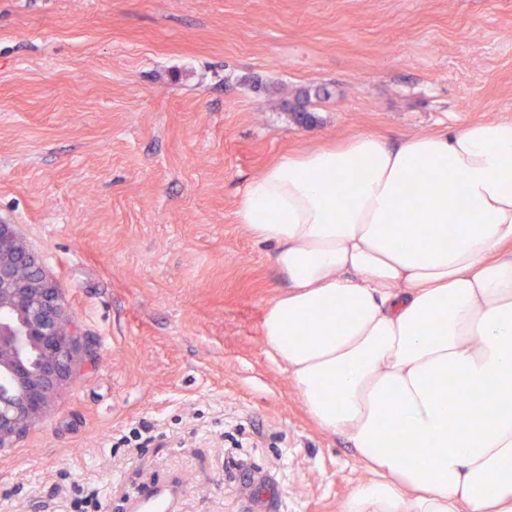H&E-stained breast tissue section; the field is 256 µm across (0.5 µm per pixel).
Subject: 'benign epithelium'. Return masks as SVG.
<instances>
[{
  "instance_id": "7a95c632",
  "label": "benign epithelium",
  "mask_w": 512,
  "mask_h": 512,
  "mask_svg": "<svg viewBox=\"0 0 512 512\" xmlns=\"http://www.w3.org/2000/svg\"><path fill=\"white\" fill-rule=\"evenodd\" d=\"M0 372L11 390L0 392V453L15 447L51 409L53 397L73 376L81 336L57 284L43 271L14 225L0 224Z\"/></svg>"
}]
</instances>
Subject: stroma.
I'll use <instances>...</instances> for the list:
<instances>
[{
    "instance_id": "obj_1",
    "label": "stroma",
    "mask_w": 512,
    "mask_h": 512,
    "mask_svg": "<svg viewBox=\"0 0 512 512\" xmlns=\"http://www.w3.org/2000/svg\"><path fill=\"white\" fill-rule=\"evenodd\" d=\"M512 119V0H0V221L82 330L0 512H341L365 473L260 334L286 285L238 224L282 156ZM149 428L146 447L123 441ZM176 491L164 484L150 486L132 501L133 512H174Z\"/></svg>"
}]
</instances>
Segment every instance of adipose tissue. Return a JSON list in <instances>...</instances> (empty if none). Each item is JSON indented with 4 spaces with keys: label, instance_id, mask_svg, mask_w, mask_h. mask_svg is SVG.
<instances>
[{
    "label": "adipose tissue",
    "instance_id": "ef3b65f1",
    "mask_svg": "<svg viewBox=\"0 0 512 512\" xmlns=\"http://www.w3.org/2000/svg\"><path fill=\"white\" fill-rule=\"evenodd\" d=\"M237 219L267 353L366 477L341 512H512V121L283 156Z\"/></svg>",
    "mask_w": 512,
    "mask_h": 512
}]
</instances>
